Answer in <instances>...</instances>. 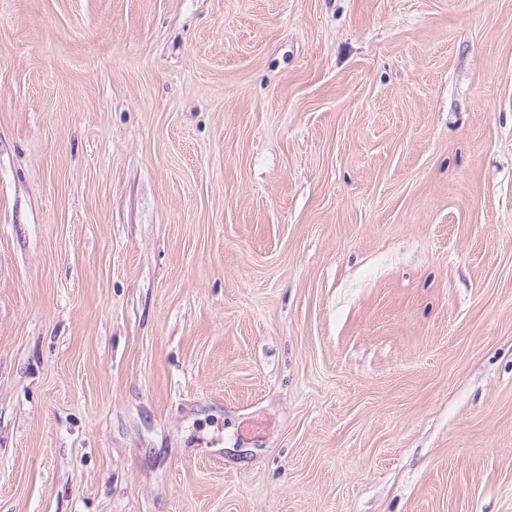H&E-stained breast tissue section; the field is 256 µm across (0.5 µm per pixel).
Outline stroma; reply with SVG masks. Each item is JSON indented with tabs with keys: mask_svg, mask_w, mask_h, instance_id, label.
<instances>
[{
	"mask_svg": "<svg viewBox=\"0 0 512 512\" xmlns=\"http://www.w3.org/2000/svg\"><path fill=\"white\" fill-rule=\"evenodd\" d=\"M0 512H512V0H0Z\"/></svg>",
	"mask_w": 512,
	"mask_h": 512,
	"instance_id": "1",
	"label": "stroma"
}]
</instances>
